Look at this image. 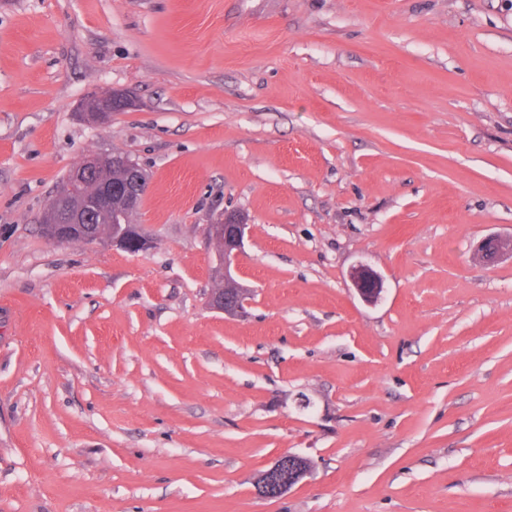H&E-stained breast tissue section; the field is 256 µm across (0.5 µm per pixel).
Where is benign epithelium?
Returning <instances> with one entry per match:
<instances>
[{"mask_svg": "<svg viewBox=\"0 0 512 512\" xmlns=\"http://www.w3.org/2000/svg\"><path fill=\"white\" fill-rule=\"evenodd\" d=\"M112 112H114L112 99L109 98L93 104L87 112L83 113V116L94 125L106 127L112 122ZM109 162L114 167L118 166L128 171L125 186L114 185L112 181L105 180L99 184L97 199L93 204L78 210L72 209L68 196L74 187ZM119 189L124 192L127 208L135 209L139 206L147 190V179L135 162L120 153L97 154L87 158L83 164L68 172L64 186L59 188L53 196L48 211L55 214V220L43 225L46 237L56 243H66L72 238L74 225L92 224L97 219L102 221L111 218L112 193ZM246 228L247 225L244 224L241 216L232 212L219 215L213 224L208 226V233L224 242V258L219 260V263L224 270L226 282L235 280L233 269L236 268L237 257L244 245ZM110 242L128 251L138 248L146 252L153 246L152 238L143 228L140 229V235L134 243L124 237H114ZM478 251L481 257L487 259H493L504 251L512 253V237H486L479 243ZM351 280L364 302L378 301L383 291V278L380 274L361 264L352 271ZM244 301L243 295L212 293L209 295L208 305L218 312L236 315L243 309Z\"/></svg>", "mask_w": 512, "mask_h": 512, "instance_id": "benign-epithelium-1", "label": "benign epithelium"}]
</instances>
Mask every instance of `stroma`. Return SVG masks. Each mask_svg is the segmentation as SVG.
Returning a JSON list of instances; mask_svg holds the SVG:
<instances>
[{
	"label": "stroma",
	"mask_w": 512,
	"mask_h": 512,
	"mask_svg": "<svg viewBox=\"0 0 512 512\" xmlns=\"http://www.w3.org/2000/svg\"><path fill=\"white\" fill-rule=\"evenodd\" d=\"M113 89L135 108L85 121ZM112 152L153 248L50 242L60 180ZM227 210L236 316L207 305ZM490 234L512 0H0V512H512ZM289 452L308 474L258 496ZM247 224L241 219V216L237 213L224 212V215H219L213 222L208 226V237L210 234L213 238L220 239L224 242V260L219 259L224 274L220 272L216 266L213 269V281L215 287L212 290L214 293L218 292H235L233 288H237L233 285H225L224 282H232L235 280L233 270L236 269V260L244 245V235ZM232 288V289H225ZM356 291L366 303L377 302L383 291V278L376 271L366 265H359L351 274Z\"/></svg>",
	"instance_id": "obj_1"
}]
</instances>
